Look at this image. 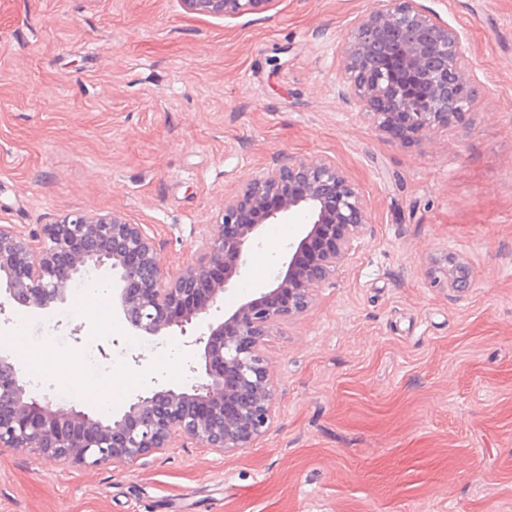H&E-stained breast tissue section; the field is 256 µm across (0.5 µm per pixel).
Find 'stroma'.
I'll return each instance as SVG.
<instances>
[{"label":"stroma","mask_w":512,"mask_h":512,"mask_svg":"<svg viewBox=\"0 0 512 512\" xmlns=\"http://www.w3.org/2000/svg\"><path fill=\"white\" fill-rule=\"evenodd\" d=\"M422 3L460 32L474 104L405 146L339 94L342 39L370 0L234 19L181 0H0V225L116 211L175 273L225 196L281 157L336 161L370 212L271 338L279 415L253 447L96 467L0 448V512H512V0ZM302 224L263 226L224 309L269 281ZM449 255L467 292L427 276ZM113 289L101 269L66 303H6L0 352L34 395L108 419L151 380L192 384L199 349L137 335ZM44 355L54 368L32 379Z\"/></svg>","instance_id":"obj_1"}]
</instances>
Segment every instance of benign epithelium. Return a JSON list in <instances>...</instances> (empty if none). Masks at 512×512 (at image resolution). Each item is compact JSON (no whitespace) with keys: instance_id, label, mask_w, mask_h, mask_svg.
Here are the masks:
<instances>
[{"instance_id":"1","label":"benign epithelium","mask_w":512,"mask_h":512,"mask_svg":"<svg viewBox=\"0 0 512 512\" xmlns=\"http://www.w3.org/2000/svg\"><path fill=\"white\" fill-rule=\"evenodd\" d=\"M273 0H182L198 13L237 18ZM348 98L375 129L403 144L465 122L474 100L472 64L458 31L419 0H372L340 48ZM290 213L306 221L271 282L216 319L233 277L261 228ZM369 224L365 197L326 157L282 160L256 172L224 199V211L195 258L175 275L160 265L155 238L123 214H67L25 234L0 225V295L33 309L67 302L93 266L115 274L118 309L138 334L185 336L202 352L192 385L162 383L137 394L107 421L58 409L26 388L0 354V448H29L57 465L134 464L185 439L218 453L251 448L277 422V383L267 347L281 323L307 311ZM446 287H472L469 266L449 256Z\"/></svg>"}]
</instances>
